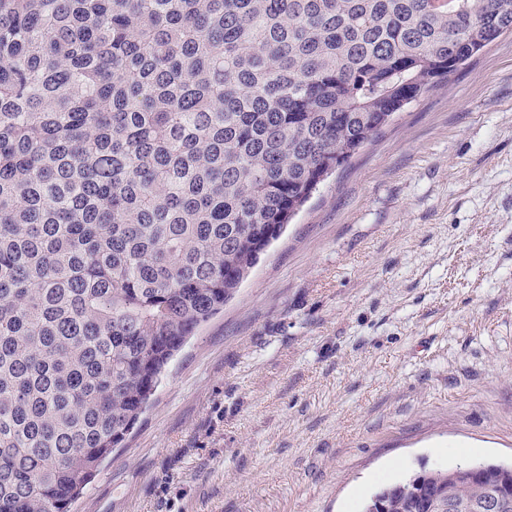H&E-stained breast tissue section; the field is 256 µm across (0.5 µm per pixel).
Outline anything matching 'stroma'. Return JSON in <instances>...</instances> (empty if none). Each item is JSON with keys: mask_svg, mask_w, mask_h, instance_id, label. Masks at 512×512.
Here are the masks:
<instances>
[{"mask_svg": "<svg viewBox=\"0 0 512 512\" xmlns=\"http://www.w3.org/2000/svg\"><path fill=\"white\" fill-rule=\"evenodd\" d=\"M512 463V34L304 205L75 512H362ZM456 467L454 469H457ZM454 469L448 468V470H423L416 473V477L411 480V476L407 480H401L394 484H391L377 493H375L365 507L372 501V498L381 495L384 499V512H413L412 511V497L417 495L420 499L421 507L419 510L423 511L428 509L426 512H438L434 511L433 507L435 502L440 496L441 487L436 484L433 480L427 478V474L432 471L450 472Z\"/></svg>", "mask_w": 512, "mask_h": 512, "instance_id": "35a3bbf8", "label": "stroma"}]
</instances>
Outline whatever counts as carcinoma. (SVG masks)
I'll list each match as a JSON object with an SVG mask.
<instances>
[{"mask_svg": "<svg viewBox=\"0 0 512 512\" xmlns=\"http://www.w3.org/2000/svg\"><path fill=\"white\" fill-rule=\"evenodd\" d=\"M505 32L512 0H0V512H71L310 195ZM427 474L385 512H434Z\"/></svg>", "mask_w": 512, "mask_h": 512, "instance_id": "carcinoma-1", "label": "carcinoma"}]
</instances>
